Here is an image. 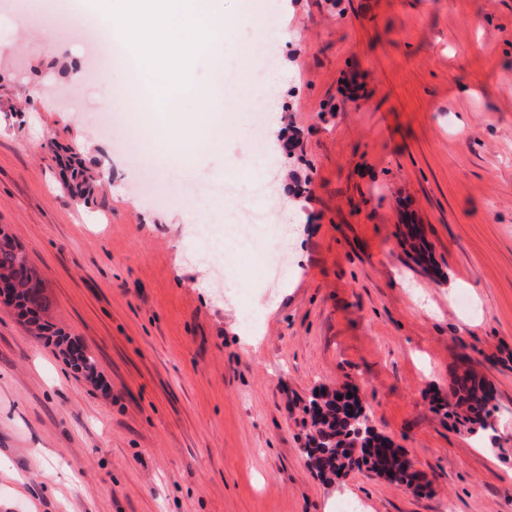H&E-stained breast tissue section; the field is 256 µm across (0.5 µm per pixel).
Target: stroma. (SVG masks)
<instances>
[{"label": "stroma", "instance_id": "obj_1", "mask_svg": "<svg viewBox=\"0 0 512 512\" xmlns=\"http://www.w3.org/2000/svg\"><path fill=\"white\" fill-rule=\"evenodd\" d=\"M223 5L249 20L219 73L224 146L189 167L152 150L136 113L102 127L113 87L139 82L132 52L89 83L87 33L45 36L31 0L0 6V227L104 380L0 303V512H512V0ZM270 17L283 37L267 67ZM253 84L269 91L262 159L241 106ZM52 142L83 149L93 199H71ZM193 198L224 228L223 266L204 260ZM229 207L283 225L278 283L225 227ZM469 367L496 436L448 417ZM348 382L419 489L309 469L297 406ZM62 344H65V348L63 350V354L65 358L68 360L70 365L80 371L84 377L93 383L99 382V375L97 372V367L92 355L87 352V350L74 343L75 350L71 349L72 341L70 339L64 340L62 338Z\"/></svg>", "mask_w": 512, "mask_h": 512}]
</instances>
